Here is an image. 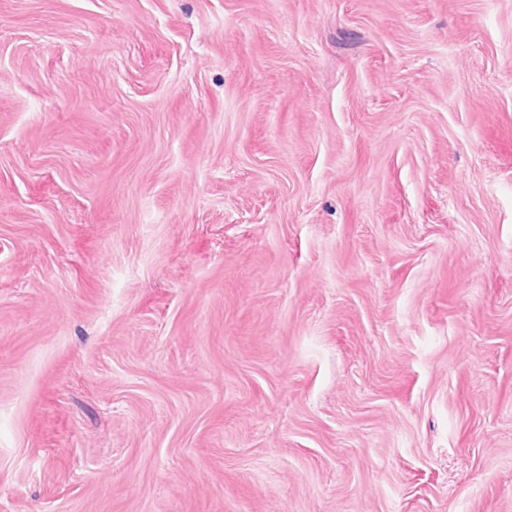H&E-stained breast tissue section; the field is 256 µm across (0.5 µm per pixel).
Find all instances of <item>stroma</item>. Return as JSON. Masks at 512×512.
<instances>
[{"instance_id": "1", "label": "stroma", "mask_w": 512, "mask_h": 512, "mask_svg": "<svg viewBox=\"0 0 512 512\" xmlns=\"http://www.w3.org/2000/svg\"><path fill=\"white\" fill-rule=\"evenodd\" d=\"M0 512H512V0H0Z\"/></svg>"}]
</instances>
